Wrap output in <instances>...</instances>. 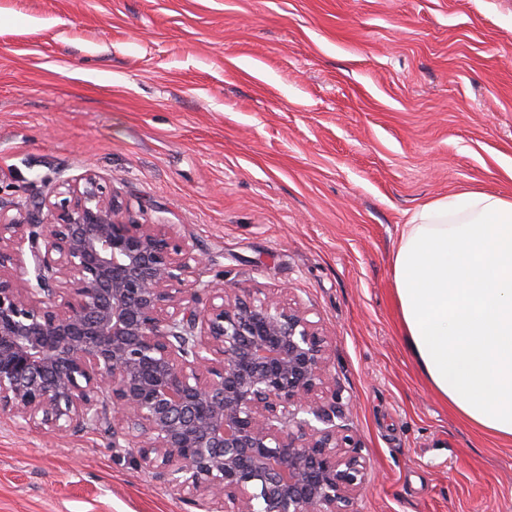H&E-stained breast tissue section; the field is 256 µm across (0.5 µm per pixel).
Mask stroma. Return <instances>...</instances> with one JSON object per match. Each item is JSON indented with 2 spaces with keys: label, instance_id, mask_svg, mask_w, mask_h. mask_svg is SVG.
<instances>
[{
  "label": "stroma",
  "instance_id": "stroma-1",
  "mask_svg": "<svg viewBox=\"0 0 512 512\" xmlns=\"http://www.w3.org/2000/svg\"><path fill=\"white\" fill-rule=\"evenodd\" d=\"M95 172L202 280L319 321L354 512H512V445L425 380L391 259L422 205L512 197V0H0V209ZM0 512H204L110 433L0 415Z\"/></svg>",
  "mask_w": 512,
  "mask_h": 512
}]
</instances>
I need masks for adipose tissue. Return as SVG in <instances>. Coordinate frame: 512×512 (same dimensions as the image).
I'll use <instances>...</instances> for the list:
<instances>
[{"mask_svg":"<svg viewBox=\"0 0 512 512\" xmlns=\"http://www.w3.org/2000/svg\"><path fill=\"white\" fill-rule=\"evenodd\" d=\"M392 275L427 381L466 423L512 442V198L471 190L424 204Z\"/></svg>","mask_w":512,"mask_h":512,"instance_id":"ef3b65f1","label":"adipose tissue"}]
</instances>
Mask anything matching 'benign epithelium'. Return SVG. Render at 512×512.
<instances>
[{
  "label": "benign epithelium",
  "mask_w": 512,
  "mask_h": 512,
  "mask_svg": "<svg viewBox=\"0 0 512 512\" xmlns=\"http://www.w3.org/2000/svg\"><path fill=\"white\" fill-rule=\"evenodd\" d=\"M200 264L92 172L25 215L0 210V413L60 437L104 428L224 512H352L365 463L326 402L317 322L195 279Z\"/></svg>",
  "instance_id": "obj_1"
}]
</instances>
